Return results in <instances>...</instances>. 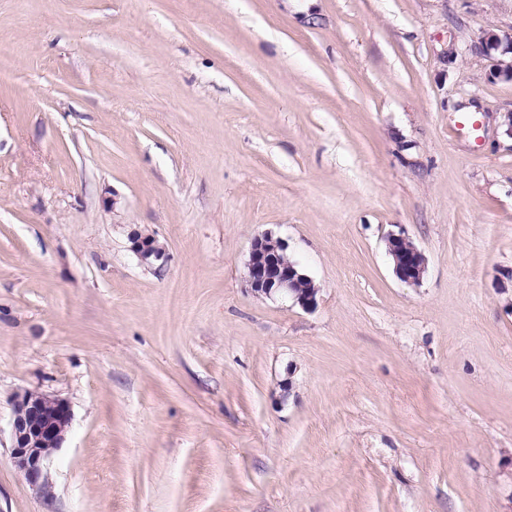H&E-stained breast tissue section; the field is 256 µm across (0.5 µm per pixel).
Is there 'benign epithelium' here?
<instances>
[{
  "label": "benign epithelium",
  "mask_w": 512,
  "mask_h": 512,
  "mask_svg": "<svg viewBox=\"0 0 512 512\" xmlns=\"http://www.w3.org/2000/svg\"><path fill=\"white\" fill-rule=\"evenodd\" d=\"M131 251L142 262L166 260L165 250L152 235L135 234L130 238ZM387 252L393 272L409 286L421 284L426 272V259L404 231L386 237ZM286 241L271 232L255 236L245 262V282L251 292L261 298H289L305 310L317 306L320 288L300 287L311 277L295 261H285ZM72 422L67 401L35 391L15 395L10 419V455L16 468L30 485L48 495L51 492L47 469L62 447Z\"/></svg>",
  "instance_id": "benign-epithelium-1"
}]
</instances>
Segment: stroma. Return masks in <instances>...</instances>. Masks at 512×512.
<instances>
[{
	"mask_svg": "<svg viewBox=\"0 0 512 512\" xmlns=\"http://www.w3.org/2000/svg\"><path fill=\"white\" fill-rule=\"evenodd\" d=\"M487 33L512 0H0V512H512ZM267 231L314 309L247 288ZM25 390L73 413L48 497L10 458ZM387 252L392 259L395 276L409 286L420 285L426 272V259L404 231L386 237ZM131 251L142 262L151 263L152 261L166 260L165 250L158 244L156 238L152 235L135 234L130 238Z\"/></svg>",
	"mask_w": 512,
	"mask_h": 512,
	"instance_id": "35a3bbf8",
	"label": "stroma"
}]
</instances>
